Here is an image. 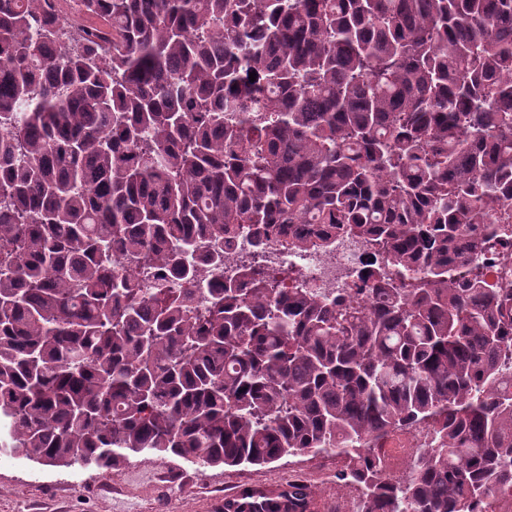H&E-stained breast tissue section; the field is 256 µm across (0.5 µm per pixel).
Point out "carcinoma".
I'll list each match as a JSON object with an SVG mask.
<instances>
[{
  "mask_svg": "<svg viewBox=\"0 0 512 512\" xmlns=\"http://www.w3.org/2000/svg\"><path fill=\"white\" fill-rule=\"evenodd\" d=\"M53 2L0 0V452L334 451L360 512L493 508L512 288L468 265L512 208V0H77L95 23L68 43ZM244 235L380 263L325 300L254 266L211 280ZM143 269L209 305L145 295ZM417 426L393 480L376 443ZM313 505L298 478L224 512Z\"/></svg>",
  "mask_w": 512,
  "mask_h": 512,
  "instance_id": "obj_1",
  "label": "carcinoma"
}]
</instances>
